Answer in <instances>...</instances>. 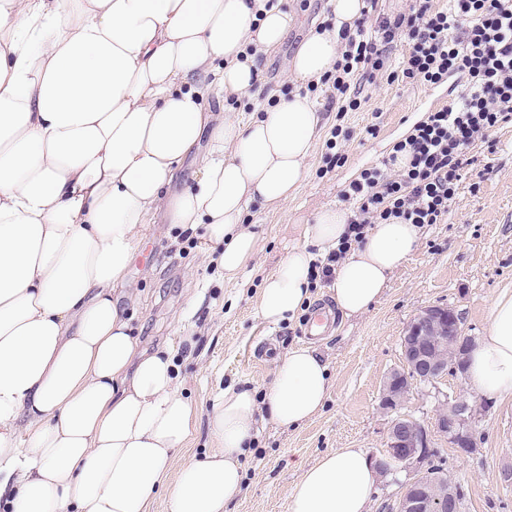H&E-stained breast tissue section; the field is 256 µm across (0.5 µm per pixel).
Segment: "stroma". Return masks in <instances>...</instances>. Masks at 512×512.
Returning a JSON list of instances; mask_svg holds the SVG:
<instances>
[{"label": "stroma", "instance_id": "35a3bbf8", "mask_svg": "<svg viewBox=\"0 0 512 512\" xmlns=\"http://www.w3.org/2000/svg\"><path fill=\"white\" fill-rule=\"evenodd\" d=\"M290 18L279 47L261 55L263 80L250 93L232 97L224 109L249 115L256 105L295 88L288 61L318 26L333 27L328 0H279ZM456 78L438 85L406 81L361 83V106L326 111L322 135L297 193L275 206L250 204L244 221L257 237V252L239 277L225 281L211 263L205 227L175 231L149 225L141 251L114 291L130 316L141 349L173 351L184 395L195 411V430L176 465L216 448L208 422L212 399L234 383L265 401L280 359L307 344L309 310L274 326L258 314L260 286L288 252L303 241L305 225L324 209L353 210L348 185L380 165L426 113L448 102ZM340 156L326 163L328 140ZM472 163L442 223L426 224L417 249L391 275L381 298L365 313L342 319L340 329L316 347L328 365L330 390L317 416L295 428L257 415L254 444L232 512H289L304 468L339 448L381 450L388 417L379 407L385 375L401 364L400 338L422 308L446 303L466 333L481 339L494 300L512 290V122L500 124L470 151ZM433 446L445 459L449 480L464 493L462 512H512V396L488 403L480 451L466 455L443 438Z\"/></svg>", "mask_w": 512, "mask_h": 512}]
</instances>
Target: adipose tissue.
I'll use <instances>...</instances> for the list:
<instances>
[{
	"instance_id": "ef3b65f1",
	"label": "adipose tissue",
	"mask_w": 512,
	"mask_h": 512,
	"mask_svg": "<svg viewBox=\"0 0 512 512\" xmlns=\"http://www.w3.org/2000/svg\"><path fill=\"white\" fill-rule=\"evenodd\" d=\"M336 28L364 0H330ZM288 15L266 0H0V506L6 512H228L245 478L255 414L297 427L319 414L328 366L291 348L265 404L233 385L213 399L218 450L170 468L193 429L170 350L142 351L113 299L156 214L205 226L216 266L236 278L257 239L243 215L286 203L323 128L309 94L249 118L206 109L261 80L254 55L279 45ZM315 29L288 63L307 85L331 72L337 33ZM195 185L166 194L201 138ZM349 211L326 209L265 278L272 325L309 304L310 267L336 247ZM421 227L377 224L336 270L339 313L366 312L416 249ZM467 381L486 399L512 395V293L493 303ZM27 447H19L21 434ZM380 475L361 448L305 469L289 512H368Z\"/></svg>"
}]
</instances>
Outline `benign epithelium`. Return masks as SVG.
I'll return each mask as SVG.
<instances>
[{
    "instance_id": "benign-epithelium-1",
    "label": "benign epithelium",
    "mask_w": 512,
    "mask_h": 512,
    "mask_svg": "<svg viewBox=\"0 0 512 512\" xmlns=\"http://www.w3.org/2000/svg\"><path fill=\"white\" fill-rule=\"evenodd\" d=\"M450 343L460 356L475 346L452 306L436 304L424 308L401 336L402 366L383 381L380 406L390 414V421L375 463L384 476L406 472V481L387 505L388 512H459L455 485L433 475L428 466L431 441L444 437L450 448H459L468 455L478 453L479 426L486 402L451 396L440 388L448 374L463 376L466 372L462 364L448 366ZM418 384L433 389L438 402L435 417L429 423L405 411L410 392Z\"/></svg>"
}]
</instances>
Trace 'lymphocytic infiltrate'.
<instances>
[{"label":"lymphocytic infiltrate","instance_id":"lymphocytic-infiltrate-1","mask_svg":"<svg viewBox=\"0 0 512 512\" xmlns=\"http://www.w3.org/2000/svg\"><path fill=\"white\" fill-rule=\"evenodd\" d=\"M376 23L372 32L361 20L340 28L341 57L329 108L359 109L351 89L357 75L437 85L456 74L463 83L381 166L349 184L345 195L357 201L358 212L336 248L311 267V279L326 284L352 246L363 243L369 225L393 218L441 223L470 163V147L500 123L512 121V0H449L444 10L433 8L431 0H411L408 12ZM400 43L406 52L399 68L388 70L389 53Z\"/></svg>","mask_w":512,"mask_h":512}]
</instances>
